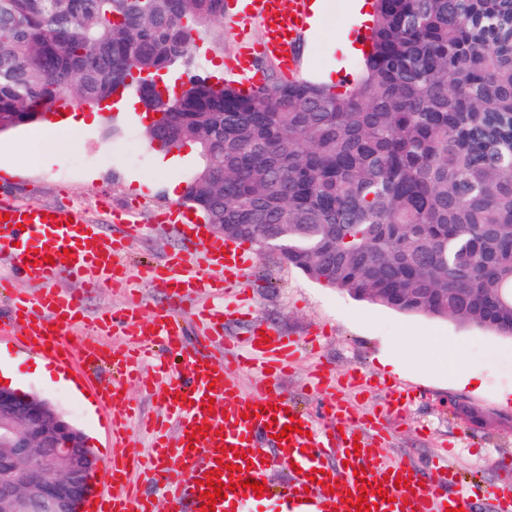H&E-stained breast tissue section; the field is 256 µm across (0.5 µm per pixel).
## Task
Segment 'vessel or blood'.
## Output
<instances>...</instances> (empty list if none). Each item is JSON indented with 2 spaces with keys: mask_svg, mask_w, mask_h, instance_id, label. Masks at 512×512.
<instances>
[{
  "mask_svg": "<svg viewBox=\"0 0 512 512\" xmlns=\"http://www.w3.org/2000/svg\"><path fill=\"white\" fill-rule=\"evenodd\" d=\"M238 2L233 21L256 17L263 25L261 42L242 48L237 57L243 75L257 53L287 74L297 72L300 37L313 22H328L334 12L332 0ZM126 247V238H104L98 225L74 206L1 200L0 260H8L38 292L14 296L11 278L0 276V298L12 304L9 314L0 317V345L8 342L52 359L61 369L71 368L67 335L80 322V306L53 284L64 274L84 278L93 289L123 284ZM251 264L233 242L198 233L185 253L145 266L142 274L161 282L181 304L195 294H223ZM118 326L133 339V347L107 348L93 339L84 342L80 353L78 381L110 413L117 449L97 476V490L83 512H155L152 499L129 487L134 473L143 484L160 486L166 512H356L352 501L360 495L377 505V512H476L480 503L492 512H512L510 484H465L448 467L436 465L421 475L409 460L389 457L384 418L355 426L352 406L336 396L326 401L319 417L298 408L280 376L299 345L272 327L253 324L229 363L187 344L186 320L170 311L148 316L134 300L101 312L95 321L100 332ZM145 355L155 359L156 377L148 382L141 369ZM245 370L259 380L248 396L236 383L237 373ZM128 381L145 383L163 403V419L144 458L124 451L133 414L123 392ZM294 421L302 423L303 433L283 437L284 426ZM265 444L285 468L283 484H274V463L262 459L259 449ZM213 479L228 486L214 504L205 496V484ZM247 480L260 482L263 493L244 490ZM367 482L381 487V494H363Z\"/></svg>",
  "mask_w": 512,
  "mask_h": 512,
  "instance_id": "1",
  "label": "vessel or blood"
}]
</instances>
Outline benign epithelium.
I'll list each match as a JSON object with an SVG mask.
<instances>
[{
    "mask_svg": "<svg viewBox=\"0 0 512 512\" xmlns=\"http://www.w3.org/2000/svg\"><path fill=\"white\" fill-rule=\"evenodd\" d=\"M98 459L46 402L0 383V512H77Z\"/></svg>",
    "mask_w": 512,
    "mask_h": 512,
    "instance_id": "benign-epithelium-1",
    "label": "benign epithelium"
}]
</instances>
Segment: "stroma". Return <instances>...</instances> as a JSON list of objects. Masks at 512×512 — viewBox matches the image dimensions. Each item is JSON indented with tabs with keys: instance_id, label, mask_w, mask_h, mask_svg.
Segmentation results:
<instances>
[{
	"instance_id": "obj_1",
	"label": "stroma",
	"mask_w": 512,
	"mask_h": 512,
	"mask_svg": "<svg viewBox=\"0 0 512 512\" xmlns=\"http://www.w3.org/2000/svg\"><path fill=\"white\" fill-rule=\"evenodd\" d=\"M349 3L337 0V17L300 43L304 71L332 74L345 63L344 35L358 21ZM245 37L259 41L258 21L249 18L241 26L226 21L202 29L191 51L194 67L208 73L217 67L221 79L233 80ZM146 124L140 111L100 112L98 122L89 124L61 155L39 145L30 127L0 133V200L44 206L65 201L84 210L104 235L128 238L127 284L89 291L65 274L54 284L56 290L78 297L88 321L102 310L123 307L132 292L140 296L146 313L169 309L167 289L141 278L139 269L165 263L189 247L177 225L158 223L157 216L174 203L168 182L186 184L197 170V149L187 145L159 151L143 135ZM20 160L24 168L5 173L6 165ZM127 209L133 210L139 226L133 234L112 221L113 212ZM250 252V297L238 314L225 320L224 333L245 335L256 322L300 340L321 332L318 350L303 353L281 379L300 408L316 413L324 404V391L306 387L309 373L319 364L342 382V395L361 418L379 413L384 396L380 381L404 386L410 398L388 421L389 456L411 459L423 470L444 451L465 479L483 485L512 482V338L449 317L405 314L356 301L312 281L278 251L254 246ZM431 336L437 339L432 347L427 344ZM430 347L444 366L427 362ZM0 373L15 388L47 400L86 435L100 464H107V415L95 400L68 380L45 379L34 358L13 348L0 350Z\"/></svg>"
}]
</instances>
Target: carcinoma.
Masks as SVG:
<instances>
[{
	"label": "carcinoma",
	"mask_w": 512,
	"mask_h": 512,
	"mask_svg": "<svg viewBox=\"0 0 512 512\" xmlns=\"http://www.w3.org/2000/svg\"><path fill=\"white\" fill-rule=\"evenodd\" d=\"M224 0H0V128L122 88L196 146L184 199L325 288L512 336V0H374L353 79L191 71Z\"/></svg>",
	"instance_id": "obj_1"
}]
</instances>
